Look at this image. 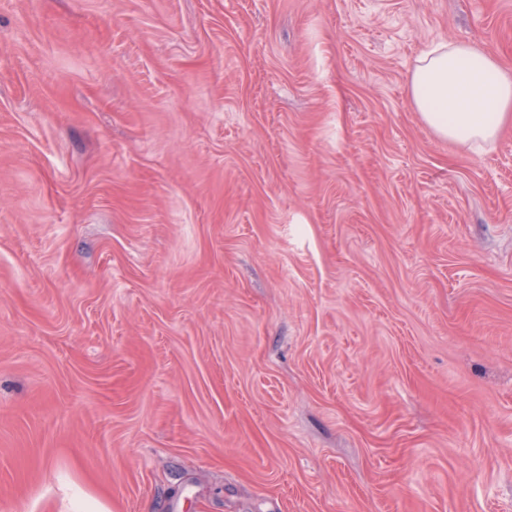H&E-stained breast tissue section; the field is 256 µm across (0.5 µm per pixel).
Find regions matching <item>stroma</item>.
I'll return each instance as SVG.
<instances>
[{"instance_id": "1", "label": "stroma", "mask_w": 512, "mask_h": 512, "mask_svg": "<svg viewBox=\"0 0 512 512\" xmlns=\"http://www.w3.org/2000/svg\"><path fill=\"white\" fill-rule=\"evenodd\" d=\"M512 0H0V512H512ZM408 91L422 121L456 145L493 142L512 123V75L476 44L448 41L423 54Z\"/></svg>"}]
</instances>
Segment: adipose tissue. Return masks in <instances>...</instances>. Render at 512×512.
Instances as JSON below:
<instances>
[{
  "mask_svg": "<svg viewBox=\"0 0 512 512\" xmlns=\"http://www.w3.org/2000/svg\"><path fill=\"white\" fill-rule=\"evenodd\" d=\"M409 99L422 121L449 142H493L512 123V74L475 44H438L418 58Z\"/></svg>",
  "mask_w": 512,
  "mask_h": 512,
  "instance_id": "adipose-tissue-1",
  "label": "adipose tissue"
}]
</instances>
